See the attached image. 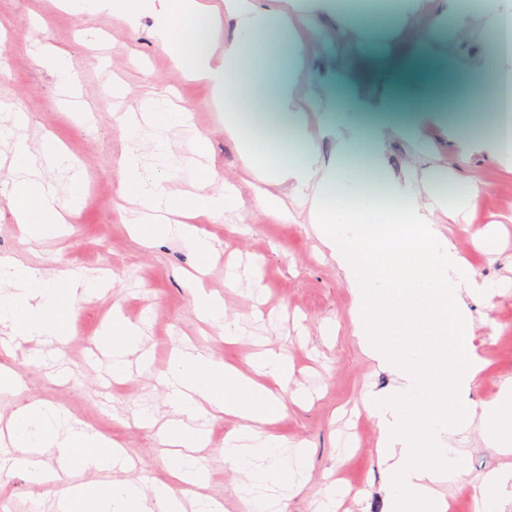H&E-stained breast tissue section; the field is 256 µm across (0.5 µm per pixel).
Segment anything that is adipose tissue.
I'll list each match as a JSON object with an SVG mask.
<instances>
[{
    "mask_svg": "<svg viewBox=\"0 0 512 512\" xmlns=\"http://www.w3.org/2000/svg\"><path fill=\"white\" fill-rule=\"evenodd\" d=\"M77 15L112 14L136 24L148 11L157 13L159 44L175 68L204 82L212 101L224 114V132L238 144L244 169L258 181L257 200L266 211L284 217L288 208L276 187L288 186L293 196L312 200L310 220L323 244L352 288L358 311V328L372 358L387 364L404 381L400 391L368 395L365 411L377 419L380 439L377 455L386 464L391 512H447L449 505L429 483L440 477L457 483L468 473L465 456L444 442V435L460 431L479 419L485 442L512 454V384L498 396L480 404L466 394L481 377L486 361L469 340L471 333L465 298L485 295L488 282L477 280L465 267L451 242L440 231L435 213L455 218L458 210L473 205L481 193L470 183L455 204L435 199L420 202L410 184L393 182L387 193L401 207L397 221L385 217L387 207L374 198L365 182L348 180L341 165L357 138L349 118L362 103L354 99L336 117L338 164L324 166L302 126L293 138L299 153L277 151L275 134L247 126L239 113L244 60L255 43L279 28L290 68L269 85L268 91L282 112H293L296 69L305 54L303 43L288 32L287 19L255 7L252 0H224V8L237 16L240 37L225 44L223 60H215L211 46L217 24L204 0H62ZM59 68L65 98L63 107L75 120H84L76 96L80 75L63 49L50 56L36 54ZM143 111L159 130L154 140L158 165L145 167L137 149L120 162L124 184L122 200L135 216L134 233L149 241L159 236L181 240L201 260L215 248L208 236L194 226L195 218L223 219L237 195L232 185L207 171L195 191L172 194L169 184L184 172L180 158L171 154L162 136L183 124L188 115L169 107L163 95L148 98ZM68 169L76 186L68 202H61L54 186L42 177L44 166ZM85 177L75 159L61 146L47 142L41 155L30 152L22 137H15L8 174L0 185L8 187L9 205L29 240L41 242L59 236L64 225L77 223ZM91 279L80 270H67L62 279L43 277L10 258L0 259V326L10 341L66 343L73 334V315L79 290ZM143 336L141 326L113 314L96 338L112 358V376L124 378ZM294 370L287 356L271 347L246 357L244 366L225 364L211 354L177 352L160 383L168 405L180 418L168 422L162 438L168 452L163 460L169 479L143 488L134 482L111 484L100 493L96 483L72 489L70 512H181L174 494L186 484L206 485L197 451L204 436L194 427L203 414L219 419L230 414L238 429L224 438L225 462L247 470L249 480L240 486L245 512H288L284 488H294L303 456L287 462L284 446L272 426L288 412L287 387ZM14 424L32 427L37 447L57 449L76 459L85 469L102 470L122 460L120 446L111 438L70 421L60 408L38 403L19 407Z\"/></svg>",
    "mask_w": 512,
    "mask_h": 512,
    "instance_id": "1",
    "label": "adipose tissue"
}]
</instances>
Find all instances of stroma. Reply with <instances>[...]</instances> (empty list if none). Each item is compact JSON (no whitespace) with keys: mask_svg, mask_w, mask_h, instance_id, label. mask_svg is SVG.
I'll return each mask as SVG.
<instances>
[{"mask_svg":"<svg viewBox=\"0 0 512 512\" xmlns=\"http://www.w3.org/2000/svg\"><path fill=\"white\" fill-rule=\"evenodd\" d=\"M297 23L307 45L306 75L298 83L295 105L323 163L336 159L328 112L347 98L367 101L384 93L402 117L417 116L416 134H378L376 114L360 111L357 120L364 134L347 158L351 171L363 176L377 167L388 180L421 182L428 192L449 200L470 180L483 182L476 204L441 230L477 279L498 285L492 295L466 302L473 327L470 341L492 358L469 398L477 403L494 399L504 382H512V164L466 142L447 114L425 108L442 86L439 62L453 61L455 80L463 84L473 61L491 57L494 40L485 9L474 12L464 28L447 17L446 0H420L416 14L372 24L345 27L332 15L312 11ZM156 24L151 12L131 27L109 15L85 22L57 9L54 0H0V51H8L12 59L0 79V102L13 104L24 116L19 125L13 112L0 111V130L6 133L0 139V160L12 155V134H20L33 150L52 138L77 158L88 181L78 223L34 248L0 197V256L14 257L49 278L69 269L91 276L108 270L116 278L115 286L102 294L78 299L74 334L64 348L27 344L0 352V365L15 373L13 386L0 388V430H6L16 401L47 402L123 445L130 467H112L101 472V479L161 480L165 448L156 429L141 427L137 417L146 410L162 423L172 418L155 391L172 353L196 348L239 363L248 351L247 344L225 343L218 328L198 317V256L166 237L141 244L118 209L123 192L118 161L132 142L152 141L155 129L141 124L132 141L114 116L139 111L150 87L169 88L173 103L190 113L187 124L167 131L170 152L197 157L200 166L234 184L241 198L223 220L202 224L221 250L205 287L223 298L228 315L270 346L284 349L294 364L289 388L303 399L274 426L289 445L306 451V469L288 502L289 512H312L314 500L337 480L349 488L338 512H390L384 467L376 454L380 429L374 418L352 409L364 394L393 393L402 380L365 353L356 332L353 295L309 222L308 204L289 202L283 221L256 203L238 149L224 134L223 113L213 107L206 85L174 69L156 42ZM428 36L435 42L429 52H420L418 44ZM54 46L64 48L80 72L89 123L74 122L61 111L57 70L31 55L34 49ZM116 83L123 87L118 97L112 94ZM200 135L207 138L208 149L198 157L194 149ZM231 263L238 266L232 288L225 284ZM116 310L129 321H144L148 355L146 362L132 363L130 378L121 383L112 379L108 352L95 343ZM238 425L229 415L213 422L210 440L199 451L209 471L201 492L214 497L224 512H239L234 489L245 478L244 472L225 467L219 453L225 433ZM454 445L469 453L471 481L464 488L443 481L434 490L449 502L450 512H482L470 496L506 458L474 433L457 435ZM0 512H59V503L39 496L21 470L0 493Z\"/></svg>","mask_w":512,"mask_h":512,"instance_id":"obj_1","label":"stroma"}]
</instances>
